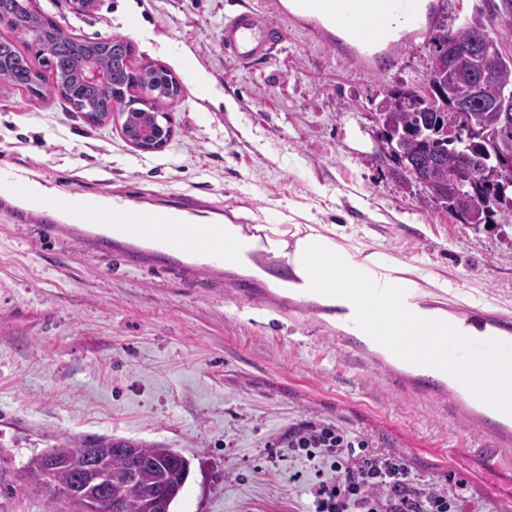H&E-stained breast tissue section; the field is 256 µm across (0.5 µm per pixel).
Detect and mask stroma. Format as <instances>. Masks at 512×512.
<instances>
[{"mask_svg": "<svg viewBox=\"0 0 512 512\" xmlns=\"http://www.w3.org/2000/svg\"><path fill=\"white\" fill-rule=\"evenodd\" d=\"M29 2L79 37H124L133 65L168 69L184 91L164 106L174 138L143 153L118 121L92 127L56 100L0 89L1 173L136 212L311 229L396 263L429 302L512 315V217L465 223L382 152L375 114L396 86L425 90L430 41L381 66L344 54L330 25L281 16L279 0H97L87 16L72 0ZM242 2L286 31L250 69L221 44ZM201 80L216 99L199 96ZM103 231L0 196V450L13 468L66 435L161 442L191 462L173 512H300L308 497L288 476L321 462L278 442L326 422L512 512V472L485 469L489 444L447 404L391 386L314 320L226 303L223 274L197 258L157 263L129 241L141 261L118 265Z\"/></svg>", "mask_w": 512, "mask_h": 512, "instance_id": "obj_1", "label": "stroma"}]
</instances>
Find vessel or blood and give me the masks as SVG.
<instances>
[{
    "instance_id": "obj_1",
    "label": "vessel or blood",
    "mask_w": 512,
    "mask_h": 512,
    "mask_svg": "<svg viewBox=\"0 0 512 512\" xmlns=\"http://www.w3.org/2000/svg\"><path fill=\"white\" fill-rule=\"evenodd\" d=\"M320 15L333 16L353 28L360 43L373 44L382 36L391 16L406 18L409 27L419 25L418 0H311ZM283 40L282 30L263 21L250 7L226 14L222 42L224 51L239 65L247 66L255 60L270 56ZM293 229L285 224H274L260 238L251 235L225 236L220 224H196L184 227L164 221L151 212L135 213L128 224L123 225L121 236L127 240H148L154 257L160 258L170 252L172 246H179L183 255L193 256L201 250H208L210 263L224 265L227 255H236L256 260L264 255H274V262L262 264V276H241L235 278L232 286L236 299H268L270 286L291 290L295 296L291 310H300L303 303L312 299L307 280L296 274L302 262L301 254L280 255V244L291 238ZM351 267L361 268L378 285L391 284L393 273L383 264H360L353 255H346ZM322 314L336 323L337 340L341 351L356 358L374 361L385 358L388 374L415 394L437 398L447 402L451 411L467 422L472 432L485 442L495 446L496 451L487 458L490 469L512 466V458L505 451L512 447V414L503 413L474 397L451 375L439 370L405 362L390 351L376 353L370 350L371 339L361 331L355 321V308L345 299H336L334 304L322 307ZM446 323L463 322L474 327L476 340L495 339L512 343V317L476 309L450 311L445 315Z\"/></svg>"
}]
</instances>
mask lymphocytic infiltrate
Instances as JSON below:
<instances>
[{"mask_svg": "<svg viewBox=\"0 0 512 512\" xmlns=\"http://www.w3.org/2000/svg\"><path fill=\"white\" fill-rule=\"evenodd\" d=\"M283 442L329 463L333 473L310 482L302 473L289 475V482L306 486L305 512H486L483 503L418 483L405 459L369 451L366 440L340 426L305 423L291 428Z\"/></svg>", "mask_w": 512, "mask_h": 512, "instance_id": "1", "label": "lymphocytic infiltrate"}]
</instances>
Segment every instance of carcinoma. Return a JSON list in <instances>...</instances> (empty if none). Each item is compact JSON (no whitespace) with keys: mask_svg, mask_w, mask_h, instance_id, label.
<instances>
[{"mask_svg":"<svg viewBox=\"0 0 512 512\" xmlns=\"http://www.w3.org/2000/svg\"><path fill=\"white\" fill-rule=\"evenodd\" d=\"M490 2L488 23H480V32L491 26L511 35L512 0ZM2 24L33 39L45 70L38 69L19 50L15 38L0 36V87L29 91L41 99H61L93 124L111 118L114 103L121 100L125 126L133 131L154 125L160 114L158 103L177 99L167 70L150 65L134 69V47L121 36L104 40L75 37L44 14L31 10L25 0H0ZM484 46L503 62L486 74L471 111L460 114L456 105L471 98L478 62L459 57L450 65L448 54L439 47L433 51L427 80L434 102L400 86L390 92L383 106L398 131L395 161L400 170L408 176L420 173L433 194L448 192V182L462 176L459 188L485 210L488 221L500 211L512 214V207L496 206L499 198H512V127L502 122L501 113L494 108L504 93L512 92V55L503 54L491 37ZM90 63L104 80L85 82ZM137 86L151 89L150 101L130 94ZM450 125L461 128L459 136L448 135ZM94 440L95 451L108 466L112 500L126 503V512L170 510L190 474L188 458L164 443L108 435ZM86 441L85 437L62 436L23 467L21 479L49 493L44 512H76L66 498L80 475ZM50 454L60 457L51 471L43 464V458ZM16 494L14 481L0 478V512H14Z\"/></svg>","mask_w":512,"mask_h":512,"instance_id":"cac0c4a2","label":"carcinoma"}]
</instances>
